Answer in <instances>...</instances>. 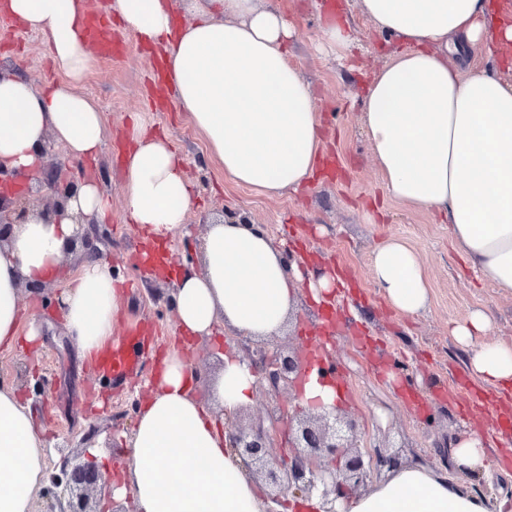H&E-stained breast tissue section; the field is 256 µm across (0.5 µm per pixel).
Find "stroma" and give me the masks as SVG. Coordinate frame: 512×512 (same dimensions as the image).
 Here are the masks:
<instances>
[{
  "mask_svg": "<svg viewBox=\"0 0 512 512\" xmlns=\"http://www.w3.org/2000/svg\"><path fill=\"white\" fill-rule=\"evenodd\" d=\"M275 2L295 25L289 61L310 81L333 165L322 178L276 198L225 180L223 167L209 159L206 142L186 113L175 101H153V52L133 34L113 30L114 55L96 58L78 86L102 108L106 124L103 149L85 165L84 174L96 178L112 201L111 214L98 231L102 255L111 262L121 293L115 333L125 335L145 322L152 325L154 337L137 370L106 378L80 363L64 331L57 307L60 285L48 294L25 290L22 304L40 328L43 346L36 353L0 348V379L21 389L36 376L51 381L46 397L28 398L33 422L46 440L47 465L81 449L95 459L103 480L116 479L127 455L112 431V415L127 411L124 429L132 431L137 416L132 401L151 387L177 336L175 313L160 299L168 283L145 277L137 259L144 233L130 222L125 206L122 130L136 112L150 129L168 135L197 192L187 216L191 233L164 238L167 256L179 264L197 261L208 225L233 213L264 225L282 248L300 249L307 258L341 272L345 300L361 310V321H347L343 313L303 300L291 315L288 334L303 348L309 337L326 335L362 451L392 444L401 447L406 463L445 469L453 439L474 427L489 453L512 466V446L498 447L499 435L485 416L464 414L448 396L455 379L470 375L463 351L448 334L449 321L480 308L493 320V337L512 341V296L466 265L447 225L431 209H413L386 194L361 127L368 82L388 55L398 51V43L376 29L362 13L360 0ZM331 15L345 17L353 36L351 45L336 54L320 46L321 27ZM0 72L37 86L59 77L42 37L22 27L0 34ZM391 237L417 250L427 268L429 304L412 319L392 311L372 279L371 253ZM90 424L101 433L95 443L80 445V431Z\"/></svg>",
  "mask_w": 512,
  "mask_h": 512,
  "instance_id": "obj_1",
  "label": "stroma"
}]
</instances>
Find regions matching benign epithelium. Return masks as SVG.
Here are the masks:
<instances>
[{
	"label": "benign epithelium",
	"mask_w": 512,
	"mask_h": 512,
	"mask_svg": "<svg viewBox=\"0 0 512 512\" xmlns=\"http://www.w3.org/2000/svg\"><path fill=\"white\" fill-rule=\"evenodd\" d=\"M54 158L27 174L0 168V244L16 224L27 221L37 211L43 217L66 215L77 184L58 175L67 166L61 152L44 150ZM75 230L70 245L80 246L82 258L99 254L95 221L82 213L73 216ZM249 366L258 384L273 402L266 413L251 421L236 416L225 427L230 447L252 474L270 486L269 499L282 504L289 494L320 493L324 512H337L336 501L366 485L371 473L396 468L403 463L401 451H377L364 456L358 448L355 419L344 411L318 413L296 418L279 405L285 390H295L309 373L308 356L298 348L274 343H255L247 349ZM278 435L288 439L289 452L276 455L273 441ZM98 470L89 456L67 454L47 473L42 488L49 500L46 512H96L92 507Z\"/></svg>",
	"instance_id": "benign-epithelium-1"
}]
</instances>
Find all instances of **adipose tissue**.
Here are the masks:
<instances>
[{"label": "adipose tissue", "instance_id": "1", "mask_svg": "<svg viewBox=\"0 0 512 512\" xmlns=\"http://www.w3.org/2000/svg\"><path fill=\"white\" fill-rule=\"evenodd\" d=\"M375 27L402 45L377 70L361 114L375 165L389 196L441 215L473 268L512 294V5L507 0H361ZM0 10L40 34L63 76L36 87L0 77V166L25 171L46 141L70 160L97 158L104 115L76 91L93 64L82 34L83 0H0ZM123 31L161 48L175 101L205 139L224 177L266 195L297 190L318 175L327 156L311 88L288 60L294 30L277 5L259 0H109ZM191 22L176 25L177 11ZM499 55L501 69L463 76L449 56L475 48ZM126 139V208L133 223L158 237L184 230L194 203L185 160L169 138L135 119ZM110 209L92 180L82 182L70 213L48 223L30 216L0 247V347L35 345L25 325L23 285L58 279L71 214L104 220ZM372 278L397 314L427 307V271L419 254L390 238L371 257ZM340 275L287 260L258 224L235 219L209 225L201 264H182L175 280L176 327L189 340L217 329L263 339L282 334L301 298L329 303ZM64 326L86 363L110 350L120 294L108 260L83 264L59 297ZM491 320L480 310L455 321L450 334L483 383H512V343L487 340ZM218 374L205 377L178 348L168 350L128 439L117 494H131L135 512H268L261 485L231 451L224 424L257 389L237 348ZM208 381L209 398L197 390ZM45 439L17 389L0 385V512H35L45 471ZM452 471L409 465L389 472L340 512H502L504 501L474 486L504 472L478 431L459 436Z\"/></svg>", "mask_w": 512, "mask_h": 512}]
</instances>
